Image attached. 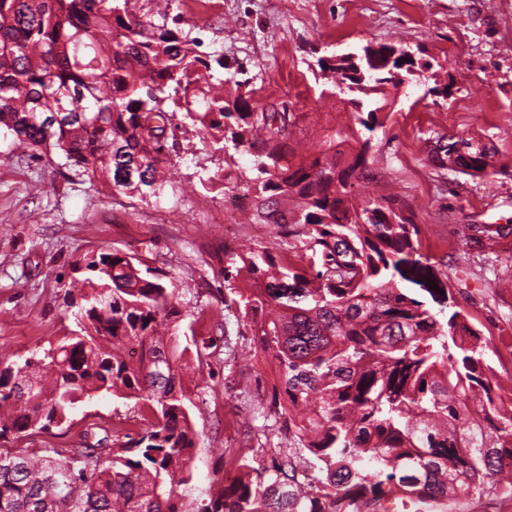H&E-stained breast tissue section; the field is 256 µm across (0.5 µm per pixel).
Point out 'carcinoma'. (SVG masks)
Wrapping results in <instances>:
<instances>
[{
    "label": "carcinoma",
    "instance_id": "1",
    "mask_svg": "<svg viewBox=\"0 0 512 512\" xmlns=\"http://www.w3.org/2000/svg\"><path fill=\"white\" fill-rule=\"evenodd\" d=\"M128 0H0V130L25 150L65 160L92 184L142 198L172 177L164 138L180 130L224 143V167L199 179L208 193L243 189L291 201L276 224L295 259L224 244V282L256 353L272 358L280 387L267 407L293 449L270 460L246 453L189 510L177 488L193 480L196 432L179 324V288L134 258L85 256L66 298L79 331L43 357L0 361V444L66 424L79 404L135 398L154 422L138 436L106 433L63 455H0V512H447L457 496L512 497V378L485 358L488 339L460 312L440 320L395 282L423 275L412 214L387 198L355 202L368 143L345 160L354 129L335 130L312 160H294L286 112H258L235 81L221 112L173 123L165 89L200 90L209 68L197 40L162 11ZM177 22V17H172ZM392 47L319 59L341 93L376 104L415 76ZM255 177L234 174V154ZM463 173L487 156H459ZM126 441H120V438Z\"/></svg>",
    "mask_w": 512,
    "mask_h": 512
}]
</instances>
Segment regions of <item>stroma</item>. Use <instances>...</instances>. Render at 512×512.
<instances>
[{"mask_svg":"<svg viewBox=\"0 0 512 512\" xmlns=\"http://www.w3.org/2000/svg\"><path fill=\"white\" fill-rule=\"evenodd\" d=\"M221 2L213 14L193 0H173L170 13L200 39L203 54L223 59L222 78H249L254 108H287L298 158H311L336 126L354 128L342 152L366 144L372 159L360 196L393 194L413 212L419 252L446 293L433 297L405 280L400 288L439 317L461 311L489 338L487 357L498 374L512 375V0ZM367 44L403 48L431 65L424 78L392 90L389 110L370 130L317 65ZM439 141L484 151L490 165L475 175L438 169L429 152ZM167 150L171 183L145 200L93 185L0 136V357L41 354L75 330L64 295L86 254H125L167 272L204 371L193 396L194 479L179 489L193 507L223 477L230 452L241 450L237 430L251 431L256 449L288 444L279 423L253 407L270 399L279 378L264 372L263 357L246 360L253 338L237 308L224 304L225 241L275 254L283 243L272 222H244L239 209L213 223L215 200L198 177L223 166V152L181 134ZM477 226L496 231L495 240L475 237ZM149 419L135 400L97 398L76 411L70 427L32 432L19 445L64 453L84 434L117 428L134 435Z\"/></svg>","mask_w":512,"mask_h":512,"instance_id":"1","label":"stroma"}]
</instances>
